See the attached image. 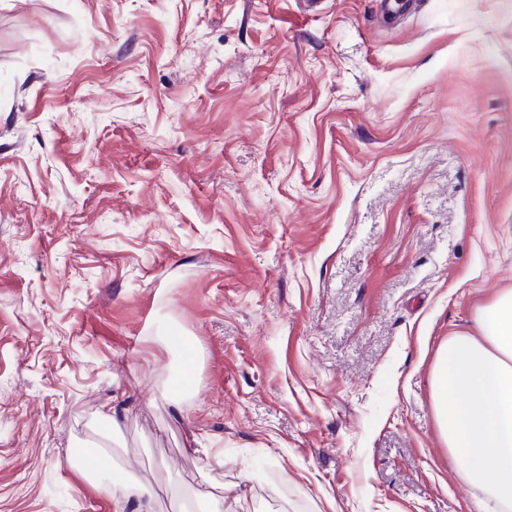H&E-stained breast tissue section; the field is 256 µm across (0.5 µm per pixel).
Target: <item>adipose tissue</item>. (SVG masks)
Returning a JSON list of instances; mask_svg holds the SVG:
<instances>
[{
    "label": "adipose tissue",
    "instance_id": "adipose-tissue-1",
    "mask_svg": "<svg viewBox=\"0 0 512 512\" xmlns=\"http://www.w3.org/2000/svg\"><path fill=\"white\" fill-rule=\"evenodd\" d=\"M431 387L458 471L500 512H512V290L479 307L474 329L449 336Z\"/></svg>",
    "mask_w": 512,
    "mask_h": 512
}]
</instances>
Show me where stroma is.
Returning a JSON list of instances; mask_svg holds the SVG:
<instances>
[{
	"label": "stroma",
	"mask_w": 512,
	"mask_h": 512,
	"mask_svg": "<svg viewBox=\"0 0 512 512\" xmlns=\"http://www.w3.org/2000/svg\"><path fill=\"white\" fill-rule=\"evenodd\" d=\"M507 289L512 0H0V512H475ZM435 415L462 476L512 510V290L479 307L474 330H458L438 353Z\"/></svg>",
	"instance_id": "obj_1"
}]
</instances>
